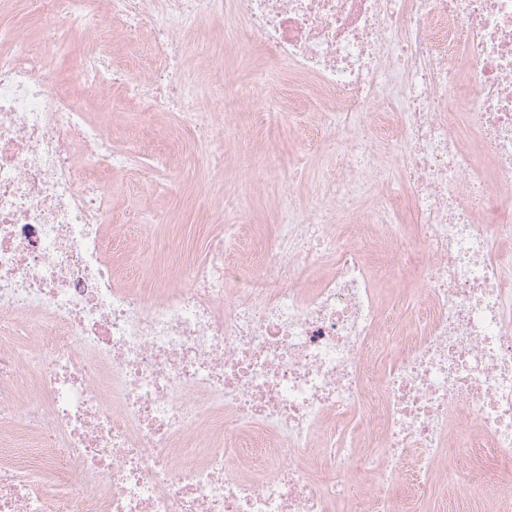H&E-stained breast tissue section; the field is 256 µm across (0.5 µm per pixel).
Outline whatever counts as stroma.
Returning a JSON list of instances; mask_svg holds the SVG:
<instances>
[{"mask_svg": "<svg viewBox=\"0 0 512 512\" xmlns=\"http://www.w3.org/2000/svg\"><path fill=\"white\" fill-rule=\"evenodd\" d=\"M223 39L222 23L211 19L204 21L201 33L185 40L187 52L200 60L195 80L208 82L217 72L224 77V99L232 119L224 131L223 174L214 173L204 156L194 154V136L191 131L179 128L175 113L159 112L143 122L133 118L128 121L144 151V163H152L154 154L163 151L172 165L184 168L186 177L179 184L165 187L158 181L138 182L126 173L113 174L112 212L120 222L113 225L112 231L125 236V250L114 255L113 260L122 271L143 269L149 258L191 261L204 240L220 230L214 222L215 199L238 194L247 166L267 153H275L279 158L278 177L271 180L261 176L251 184V200L239 217L245 232L240 243L241 255H249L271 240L275 216L268 197L279 182L293 181L295 194L301 200L320 188L318 153L308 142L314 114L321 108L319 101L309 87L301 85L294 90L296 99L302 103L300 111L276 112L267 119H258L273 65L254 47L230 54L223 67H216L207 57ZM147 205L167 214L168 221L156 225L153 238L145 244L136 236L132 219Z\"/></svg>", "mask_w": 512, "mask_h": 512, "instance_id": "1", "label": "stroma"}]
</instances>
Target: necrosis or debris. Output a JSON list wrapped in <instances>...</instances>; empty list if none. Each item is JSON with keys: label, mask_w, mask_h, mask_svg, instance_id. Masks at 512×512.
<instances>
[{"label": "necrosis or debris", "mask_w": 512, "mask_h": 512, "mask_svg": "<svg viewBox=\"0 0 512 512\" xmlns=\"http://www.w3.org/2000/svg\"><path fill=\"white\" fill-rule=\"evenodd\" d=\"M31 8L43 42L0 28V512H413L439 467L457 497L496 471L512 512V0H234L226 43L323 100L331 172L278 189L251 270L228 224L138 288L106 233L138 152L51 63L177 113L223 172L224 100L182 45L224 0ZM107 20L148 39L136 72L98 51ZM373 245L424 257L407 314ZM77 65L78 59L74 54L61 55L54 59L56 77L64 87L73 86V78L76 74Z\"/></svg>", "instance_id": "1"}]
</instances>
